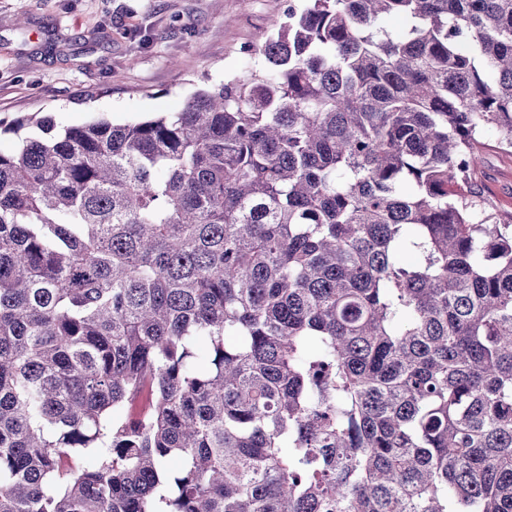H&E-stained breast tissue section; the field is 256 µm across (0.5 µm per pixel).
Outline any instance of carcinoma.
Wrapping results in <instances>:
<instances>
[{
    "mask_svg": "<svg viewBox=\"0 0 512 512\" xmlns=\"http://www.w3.org/2000/svg\"><path fill=\"white\" fill-rule=\"evenodd\" d=\"M286 18L0 152V512H512V0ZM471 174L476 195L503 216H512V150L501 149L494 130H485Z\"/></svg>",
    "mask_w": 512,
    "mask_h": 512,
    "instance_id": "1",
    "label": "carcinoma"
}]
</instances>
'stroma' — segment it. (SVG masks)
Instances as JSON below:
<instances>
[{"mask_svg": "<svg viewBox=\"0 0 512 512\" xmlns=\"http://www.w3.org/2000/svg\"><path fill=\"white\" fill-rule=\"evenodd\" d=\"M288 0H0V151L35 127L115 125L179 111L205 83L250 78L254 49ZM471 174L490 208L512 216V150L486 130Z\"/></svg>", "mask_w": 512, "mask_h": 512, "instance_id": "1", "label": "stroma"}]
</instances>
